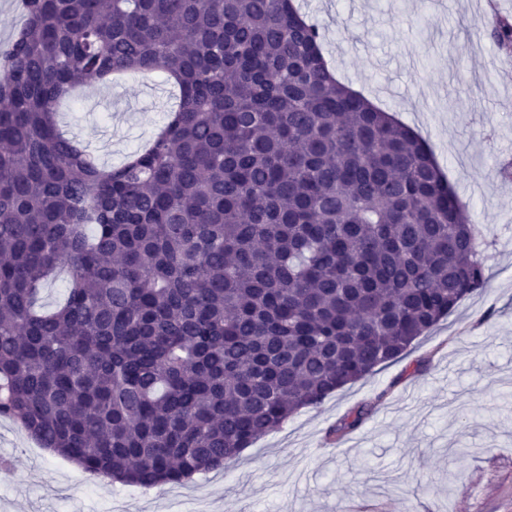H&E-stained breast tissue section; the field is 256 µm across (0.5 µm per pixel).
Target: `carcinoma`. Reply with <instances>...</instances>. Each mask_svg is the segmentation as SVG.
<instances>
[{"label":"carcinoma","mask_w":512,"mask_h":512,"mask_svg":"<svg viewBox=\"0 0 512 512\" xmlns=\"http://www.w3.org/2000/svg\"><path fill=\"white\" fill-rule=\"evenodd\" d=\"M24 2L0 48V417L40 447L143 489L226 469L486 286L427 142L336 77L294 0ZM157 71L167 124L80 160L59 102Z\"/></svg>","instance_id":"cac0c4a2"}]
</instances>
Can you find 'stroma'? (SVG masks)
<instances>
[{
  "instance_id": "obj_1",
  "label": "stroma",
  "mask_w": 512,
  "mask_h": 512,
  "mask_svg": "<svg viewBox=\"0 0 512 512\" xmlns=\"http://www.w3.org/2000/svg\"><path fill=\"white\" fill-rule=\"evenodd\" d=\"M297 0L345 83L432 149L487 231L488 283L402 358L242 449L189 496L91 477L0 418V512H512V58L490 36L512 0ZM156 73L81 87L58 127L119 165L176 109ZM373 414L341 441L348 411Z\"/></svg>"
}]
</instances>
